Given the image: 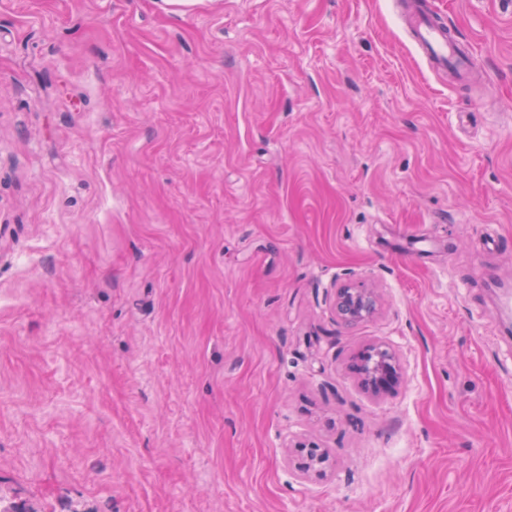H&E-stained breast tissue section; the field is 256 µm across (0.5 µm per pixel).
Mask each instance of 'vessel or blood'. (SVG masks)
<instances>
[{
  "instance_id": "obj_1",
  "label": "vessel or blood",
  "mask_w": 512,
  "mask_h": 512,
  "mask_svg": "<svg viewBox=\"0 0 512 512\" xmlns=\"http://www.w3.org/2000/svg\"><path fill=\"white\" fill-rule=\"evenodd\" d=\"M428 2L412 0L410 4L408 32L411 42L433 71L448 73L461 80L467 79L471 72L470 47L448 32L429 8Z\"/></svg>"
}]
</instances>
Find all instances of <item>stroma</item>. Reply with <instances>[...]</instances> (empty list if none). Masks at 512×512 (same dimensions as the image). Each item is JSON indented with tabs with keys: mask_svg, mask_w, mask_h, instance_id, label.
Segmentation results:
<instances>
[{
	"mask_svg": "<svg viewBox=\"0 0 512 512\" xmlns=\"http://www.w3.org/2000/svg\"><path fill=\"white\" fill-rule=\"evenodd\" d=\"M430 2L475 83L396 0H0V512H512V0ZM428 2L413 0L410 4L408 32L411 42L433 71L448 73L461 80L467 79L471 72L470 47L448 32L429 8ZM339 309L349 320H357L373 311L374 304L370 294L363 290L342 288L339 295ZM388 357L385 351H376L374 354L367 355V361L378 358L386 359ZM393 356L390 354L389 361L379 360L376 364L365 366L362 364V381L366 387L373 392L378 393L389 390L401 381V374Z\"/></svg>",
	"mask_w": 512,
	"mask_h": 512,
	"instance_id": "1",
	"label": "stroma"
}]
</instances>
